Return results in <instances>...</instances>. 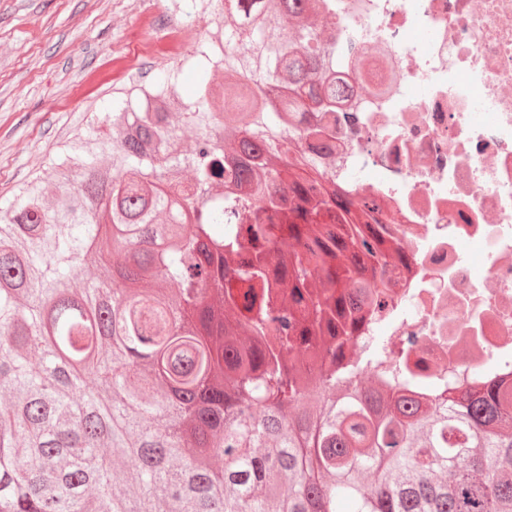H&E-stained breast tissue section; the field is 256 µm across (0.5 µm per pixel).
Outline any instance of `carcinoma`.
<instances>
[{
	"mask_svg": "<svg viewBox=\"0 0 512 512\" xmlns=\"http://www.w3.org/2000/svg\"><path fill=\"white\" fill-rule=\"evenodd\" d=\"M277 2L211 0L224 84L200 56L189 95L129 89L112 136L0 207V512H512V384L422 407L283 362L298 316L372 287L358 253L391 256L342 237L323 160L290 149L361 62L326 0Z\"/></svg>",
	"mask_w": 512,
	"mask_h": 512,
	"instance_id": "1",
	"label": "carcinoma"
}]
</instances>
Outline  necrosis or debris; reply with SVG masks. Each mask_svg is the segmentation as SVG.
I'll return each mask as SVG.
<instances>
[{
  "instance_id": "4bbe7bcc",
  "label": "necrosis or debris",
  "mask_w": 512,
  "mask_h": 512,
  "mask_svg": "<svg viewBox=\"0 0 512 512\" xmlns=\"http://www.w3.org/2000/svg\"><path fill=\"white\" fill-rule=\"evenodd\" d=\"M204 10L173 19L154 51L199 32L221 51ZM336 30L391 88L339 70L350 107L327 113L336 182L349 203L393 216L397 251L379 308L350 314L345 360L385 340L380 366L352 381L435 395L512 378V0H336Z\"/></svg>"
}]
</instances>
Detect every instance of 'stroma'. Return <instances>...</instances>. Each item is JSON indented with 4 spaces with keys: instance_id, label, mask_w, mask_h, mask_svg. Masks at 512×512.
Returning <instances> with one entry per match:
<instances>
[{
    "instance_id": "stroma-1",
    "label": "stroma",
    "mask_w": 512,
    "mask_h": 512,
    "mask_svg": "<svg viewBox=\"0 0 512 512\" xmlns=\"http://www.w3.org/2000/svg\"><path fill=\"white\" fill-rule=\"evenodd\" d=\"M169 0H0V206L46 167L75 133L99 129L94 117L120 104L125 77L112 57L135 20L161 15ZM186 47L180 59L135 55L140 82L179 69L186 90L200 70Z\"/></svg>"
}]
</instances>
